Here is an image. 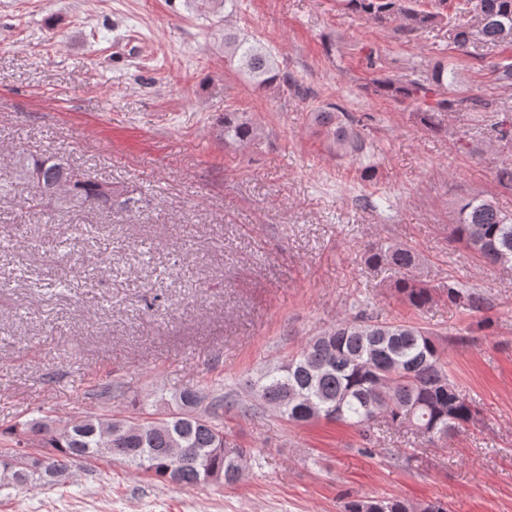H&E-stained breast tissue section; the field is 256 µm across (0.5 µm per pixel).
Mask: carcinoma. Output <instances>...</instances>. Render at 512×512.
I'll use <instances>...</instances> for the list:
<instances>
[{
  "instance_id": "1",
  "label": "carcinoma",
  "mask_w": 512,
  "mask_h": 512,
  "mask_svg": "<svg viewBox=\"0 0 512 512\" xmlns=\"http://www.w3.org/2000/svg\"><path fill=\"white\" fill-rule=\"evenodd\" d=\"M192 4L198 12L222 8L227 17L236 8V0H192ZM348 4L376 24L397 21L410 32L443 20L442 13L417 10L409 0H348ZM459 12L473 13L477 25L453 26L458 48L477 43L491 48L512 45V0H464ZM224 54L258 90L299 88L266 47L228 28ZM411 70L410 75L378 82L375 92L414 105L425 127L437 134L446 131L445 113L462 107L475 121L488 115L496 118L494 147L503 161L495 180L512 190V111H503L491 95H450L454 72L439 61L425 70L415 64ZM491 72L497 84L512 86V61L495 63ZM313 124L336 156L358 162L363 178L374 176L363 118L327 104L313 113ZM260 131L246 115L224 111V143L242 146ZM15 170L19 177L37 181L41 202L59 197L79 208H112L108 183L76 172L59 159L20 155ZM448 230L450 239L469 250L481 267L512 266V214L500 212L492 201L479 196L461 200ZM364 260L386 272L388 286L415 309L429 306L438 295L472 311L484 305V298L470 289L451 283L435 286L424 279L423 258L406 244H371ZM250 390L253 413L272 408L291 423L341 422L366 440L382 419L433 443L464 428L477 415L449 373L445 349L432 332L410 322L382 321L365 306L356 316L342 318L309 339L296 355L264 370L250 383ZM169 403L174 409L153 420L139 417L145 411L142 406L134 417L90 415L60 430L42 419L28 420L22 423L23 430L36 437V443L30 448H0V487L52 488L65 482L71 468L101 457L118 459L169 484L237 483L253 455L224 430V410L234 407L231 396L211 398L195 384L174 393ZM342 512H447V508L440 501L414 506L397 496H361L345 502Z\"/></svg>"
}]
</instances>
